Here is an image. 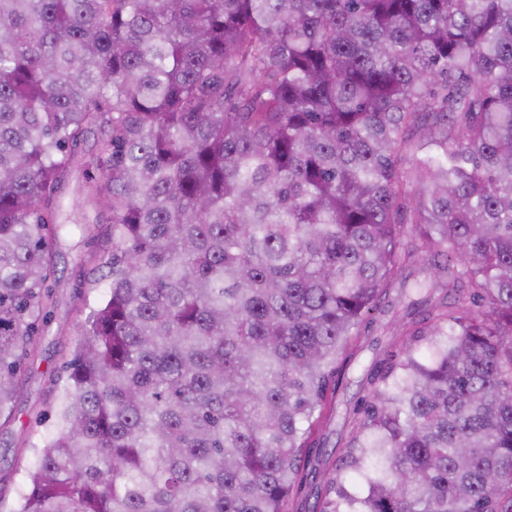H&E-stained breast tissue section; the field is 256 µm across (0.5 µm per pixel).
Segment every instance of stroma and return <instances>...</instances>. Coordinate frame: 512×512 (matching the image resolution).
<instances>
[{"label":"stroma","instance_id":"obj_1","mask_svg":"<svg viewBox=\"0 0 512 512\" xmlns=\"http://www.w3.org/2000/svg\"><path fill=\"white\" fill-rule=\"evenodd\" d=\"M72 152L75 163L61 188L59 212L76 225L87 215L95 222L86 230L62 236L53 248L56 273L50 285L55 305L34 351L21 362L23 388L9 427L0 429V512H13L20 493L30 490L27 473L37 463L39 448L55 431L78 327L109 292L106 262L112 255L111 214L84 192L88 178L101 176L94 165L101 153L100 132L87 133Z\"/></svg>","mask_w":512,"mask_h":512}]
</instances>
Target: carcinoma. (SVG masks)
<instances>
[{
	"label": "carcinoma",
	"mask_w": 512,
	"mask_h": 512,
	"mask_svg": "<svg viewBox=\"0 0 512 512\" xmlns=\"http://www.w3.org/2000/svg\"><path fill=\"white\" fill-rule=\"evenodd\" d=\"M93 128L110 293L14 512H512V0H0L5 425Z\"/></svg>",
	"instance_id": "obj_1"
}]
</instances>
